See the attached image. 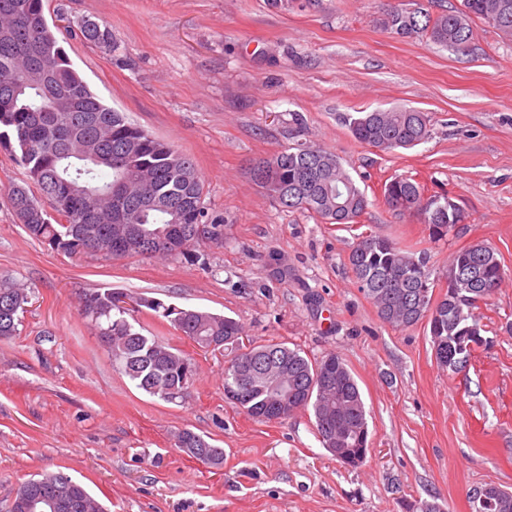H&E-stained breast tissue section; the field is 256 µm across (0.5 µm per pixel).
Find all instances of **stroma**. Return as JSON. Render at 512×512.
Wrapping results in <instances>:
<instances>
[{"instance_id":"stroma-1","label":"stroma","mask_w":512,"mask_h":512,"mask_svg":"<svg viewBox=\"0 0 512 512\" xmlns=\"http://www.w3.org/2000/svg\"><path fill=\"white\" fill-rule=\"evenodd\" d=\"M401 2L43 0L60 29L86 15L111 27L112 52L63 39L73 67L103 103L194 160L224 241L189 258H69L11 216L25 171L0 149V275L31 293L16 335L0 340V512L45 472L83 483L106 512H406L419 500L473 512V488L512 490V283L479 311L488 345L453 372L437 365L427 323L378 317L347 260L367 231L427 254L435 280L449 254L477 243L512 275V42L478 18L464 51L389 34L378 20ZM392 108L428 113L430 138L384 154L344 121ZM298 143L336 155L365 190L359 224L284 208L253 180L254 160ZM394 177L446 191L466 221L430 239L383 205ZM106 288L234 318L259 344L341 356L367 410L363 464L323 448L310 411L249 417L224 397L230 351L196 349L147 309L146 334L198 371L182 403L136 389L79 310L83 294ZM184 430L223 448V466L182 452Z\"/></svg>"}]
</instances>
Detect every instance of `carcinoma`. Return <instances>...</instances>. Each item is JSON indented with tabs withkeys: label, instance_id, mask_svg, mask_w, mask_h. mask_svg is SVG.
Masks as SVG:
<instances>
[{
	"label": "carcinoma",
	"instance_id": "1",
	"mask_svg": "<svg viewBox=\"0 0 512 512\" xmlns=\"http://www.w3.org/2000/svg\"><path fill=\"white\" fill-rule=\"evenodd\" d=\"M479 17L512 42V0H461L458 7L433 13L423 4L415 8L389 7L379 24L393 35L427 39L443 48L465 49L473 40L471 17ZM79 36L88 44L114 47L112 29L86 17L77 22ZM353 137L372 143L382 152L414 147L430 137V119L415 109L357 112L347 117ZM0 147L8 150L25 169L26 180L9 192L12 215L26 233L70 255H100L113 259L114 242L130 227L139 231L140 249L130 257L176 258L189 254L200 241H189L190 228L210 227V239L224 241V218L210 216L203 205L204 184L193 159L170 143L157 139L126 121L125 116L103 104L73 67L49 26L42 0H0ZM253 172L266 171L278 189L272 198L288 209H302L327 224L344 214L355 224L371 201L349 170L333 154L296 144L253 163ZM135 198L145 194L154 207L119 212L114 189ZM383 203L396 215L417 213L439 238L466 216L448 195L428 194L420 183L394 177L384 183ZM52 205L56 218L43 208ZM372 243L357 241L349 252L350 268L379 318L397 328L416 325L411 312L419 298L412 283L430 281L427 256L402 248L379 235ZM507 273L492 247L475 244L452 253L443 278L453 285L446 291L448 312L430 334L453 343L464 323L480 326L475 315L505 282ZM30 302L24 285L0 277V338L16 334L19 314ZM147 308L166 318L173 330L194 337L204 350L211 343L232 339L234 355L224 367V397L234 401L242 389L247 399L238 404L253 419L267 422L265 410L274 397L272 386L251 363L265 354L288 357V409L309 410L316 436L325 448H348L366 459L369 425L356 379L344 359L329 354L310 359L301 349L284 343L243 344L242 327L234 319L200 309L166 306L145 297L110 289L93 290L81 299V315L107 348L112 362L132 384L165 402L185 399L183 386L196 376L194 358L159 336H147L136 327V314ZM332 363L333 385L320 382L319 371ZM179 448H209L203 437L185 430ZM54 486L68 499L78 491L76 508L67 512H104L102 505L70 476L44 473L23 482L17 499L29 498L34 488ZM475 512H512V493L493 491L484 500H471Z\"/></svg>",
	"mask_w": 512,
	"mask_h": 512
}]
</instances>
